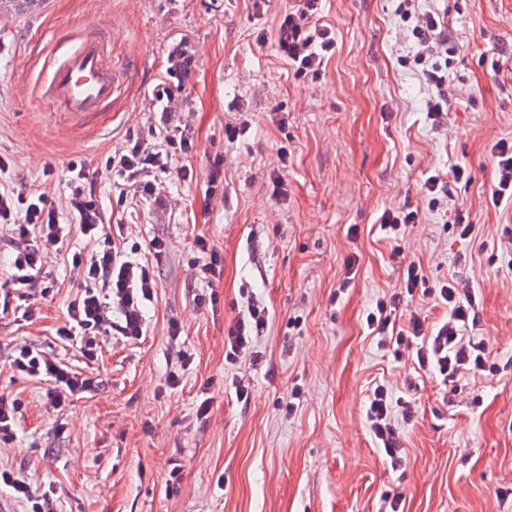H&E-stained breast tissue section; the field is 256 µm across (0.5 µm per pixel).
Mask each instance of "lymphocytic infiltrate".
<instances>
[{
    "label": "lymphocytic infiltrate",
    "instance_id": "lymphocytic-infiltrate-1",
    "mask_svg": "<svg viewBox=\"0 0 512 512\" xmlns=\"http://www.w3.org/2000/svg\"><path fill=\"white\" fill-rule=\"evenodd\" d=\"M321 2L296 0L275 30L281 59L299 77L318 74L335 50L331 30L322 22ZM396 11L401 21L410 25L419 46L413 63L434 89L426 102V115L432 124H440L448 110L447 60L453 49L448 15L437 9L419 10L418 0H398ZM161 123L166 132L164 149L155 151L134 145L115 152L109 159L112 169L127 179L135 194L145 198L156 195L160 173L168 171L176 158L189 156L194 150L192 137L174 124L172 113H162ZM70 181L71 193L62 211L42 193L25 209H18L13 192L0 190V223L12 228L7 282L22 301V316L26 319L35 316L38 301L49 293L40 277L48 258L57 253L59 244L72 232H79L88 240L87 248L71 255L70 263L82 281L68 302L66 319L55 335L58 342L82 358L84 365H89L97 361L106 341L135 344L146 335L144 309L154 298L155 265L166 245L162 240H151L141 260L127 259L124 248L116 243L104 222L93 176L81 169ZM64 212L69 215L65 222L60 219ZM421 278L419 264L406 263L402 290L392 293L389 300L377 301L375 310L366 317L370 336L391 352L394 360H416L420 370L439 374L444 380L482 374L488 368L492 348L475 333L480 312L470 281H450L435 293L434 304L448 310L445 319L427 325L421 307L416 306L405 308L407 321L397 324L398 308H404L405 297L412 295ZM269 320L268 308L249 300L246 311L225 333L226 357L258 363L256 342L267 331ZM6 363L11 371L44 385L47 400L56 410L98 388L96 380L84 372V365L78 368L63 363L50 356L43 345L31 341L14 344ZM415 413L412 401L393 398L385 384H376L368 394V428L391 469L400 468L405 455L398 422L412 420ZM0 486L10 488L11 500L26 504L29 512H59L56 489L34 485L17 471L0 466Z\"/></svg>",
    "mask_w": 512,
    "mask_h": 512
}]
</instances>
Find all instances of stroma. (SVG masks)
<instances>
[{
  "instance_id": "35a3bbf8",
  "label": "stroma",
  "mask_w": 512,
  "mask_h": 512,
  "mask_svg": "<svg viewBox=\"0 0 512 512\" xmlns=\"http://www.w3.org/2000/svg\"><path fill=\"white\" fill-rule=\"evenodd\" d=\"M292 4L270 0L259 15L252 0H41L32 13L0 12V185L61 205L71 167L85 168L127 252L155 237L166 244L148 334L105 344L89 370L98 392L55 411L43 385L0 369V394L22 404L0 462L61 488L63 512H386L395 488L403 512H512V206L491 203V148L512 140V0H420L447 10L454 37L439 129L426 117L433 90L408 63L417 45L396 0H327L336 51L315 79L295 77L277 52L275 28ZM98 28L116 86L106 112L77 123L39 98L42 62L48 38ZM181 55L189 66L178 74ZM164 87L165 106L156 97ZM165 108L184 119L195 149L160 174L161 200H145L105 164L136 143L162 147ZM244 121L245 135L225 137ZM218 153L225 193L208 203ZM184 164L192 180L180 177ZM437 170L445 193L432 212L424 181ZM276 175L287 197H273ZM405 205L419 208V221L390 240L379 218ZM456 212L479 225L477 236L460 237L446 219ZM200 236L224 258L218 303L202 309L194 298L207 286L190 270ZM405 258L421 265L420 289L473 281L500 374L445 383L377 348L365 318L382 292L402 287ZM45 271L54 295L32 320L0 291L1 357L14 339L42 341L63 324L81 278L60 261ZM248 290L270 312L263 359L231 365L224 330ZM173 317L193 355L185 368L168 341ZM175 369L181 383L165 389ZM239 380L248 401L235 396ZM377 383L417 407L399 425L406 464L397 471L366 422ZM295 390L289 415L283 403Z\"/></svg>"
}]
</instances>
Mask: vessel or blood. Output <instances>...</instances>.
Segmentation results:
<instances>
[{"label":"vessel or blood","mask_w":512,"mask_h":512,"mask_svg":"<svg viewBox=\"0 0 512 512\" xmlns=\"http://www.w3.org/2000/svg\"><path fill=\"white\" fill-rule=\"evenodd\" d=\"M46 68L42 97L59 105L73 120L84 121L111 102L115 76L104 44L94 33L80 32L71 47L55 48Z\"/></svg>","instance_id":"obj_1"}]
</instances>
